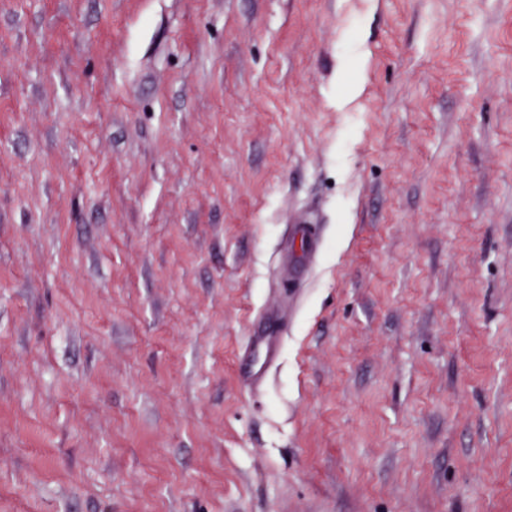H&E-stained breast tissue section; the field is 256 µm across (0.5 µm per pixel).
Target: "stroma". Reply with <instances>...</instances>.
Returning <instances> with one entry per match:
<instances>
[{"mask_svg": "<svg viewBox=\"0 0 512 512\" xmlns=\"http://www.w3.org/2000/svg\"><path fill=\"white\" fill-rule=\"evenodd\" d=\"M0 512H512V0H0Z\"/></svg>", "mask_w": 512, "mask_h": 512, "instance_id": "35a3bbf8", "label": "stroma"}]
</instances>
